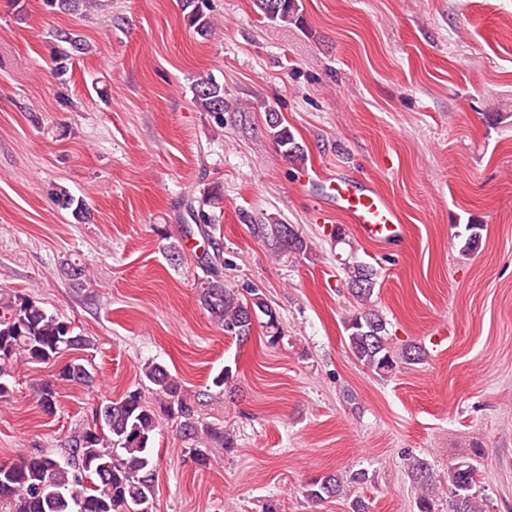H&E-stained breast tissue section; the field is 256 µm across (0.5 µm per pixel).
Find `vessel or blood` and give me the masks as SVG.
Listing matches in <instances>:
<instances>
[{
	"instance_id": "b4317fda",
	"label": "vessel or blood",
	"mask_w": 512,
	"mask_h": 512,
	"mask_svg": "<svg viewBox=\"0 0 512 512\" xmlns=\"http://www.w3.org/2000/svg\"><path fill=\"white\" fill-rule=\"evenodd\" d=\"M322 192L337 214L353 224L366 241L387 246L403 235L398 206L371 184L339 174L323 181Z\"/></svg>"
}]
</instances>
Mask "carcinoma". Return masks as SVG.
<instances>
[{
	"mask_svg": "<svg viewBox=\"0 0 512 512\" xmlns=\"http://www.w3.org/2000/svg\"><path fill=\"white\" fill-rule=\"evenodd\" d=\"M99 0H45L46 5L64 11H90ZM254 6L272 23L304 24L302 0H253ZM186 26L202 38L214 29L207 0H181ZM55 43L54 72L68 74L74 54L85 50L80 36L64 29L52 32ZM193 99L202 112L221 114L227 108L224 84L210 74L201 75L192 87ZM267 126L279 151L292 163L305 161V148L275 112L267 113ZM56 205L69 209L76 221L90 217L84 201L59 188L53 192ZM284 224H256L254 233L270 239L283 252L304 254L310 245L300 234L288 235ZM207 277L200 282L199 300L224 335L239 342L248 340L253 325L263 320L268 342L282 339L279 317L264 295L246 294L227 285L215 268L220 253L204 256ZM344 285L357 307L345 322L348 349L368 370L388 377L404 365L419 364L424 350L417 344L393 345L386 321L374 308L372 298L379 283L374 265L350 255L341 260ZM89 346L87 337L75 332L72 324L48 312L30 296L13 295L0 299V401L12 392L10 378L20 363L49 364L70 350ZM142 377L156 387L157 404L147 402L140 389L126 391L92 409L91 423L68 440L67 456L49 453L22 454L15 461L0 464V512H150L155 496L154 435L161 417L179 422V432L189 445L188 452L200 466L209 464L210 451L236 448L232 434L215 422L196 416L202 399L224 395L234 378L232 366H223L210 385L193 395L168 368L148 361ZM95 377L85 364L71 359L54 375L34 387L38 406L50 413L56 408V382L92 386ZM417 497V512H438L439 478L424 458L413 456L407 463ZM479 468L471 460L448 466V487L452 497L448 512H484L483 499L476 491ZM367 480L361 470L349 474H328L310 483L308 497L315 501L335 498L345 487Z\"/></svg>",
	"mask_w": 512,
	"mask_h": 512,
	"instance_id": "cac0c4a2",
	"label": "carcinoma"
}]
</instances>
